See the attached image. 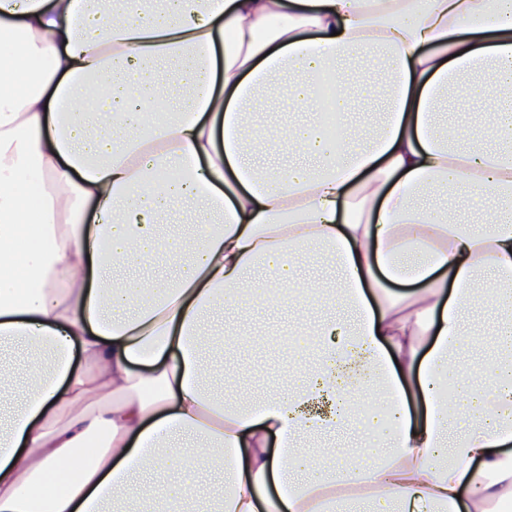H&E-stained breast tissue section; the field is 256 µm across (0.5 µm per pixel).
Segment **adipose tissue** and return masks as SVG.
<instances>
[{"mask_svg":"<svg viewBox=\"0 0 512 512\" xmlns=\"http://www.w3.org/2000/svg\"><path fill=\"white\" fill-rule=\"evenodd\" d=\"M354 58L380 65L369 84ZM339 89L336 140L268 127ZM481 99L465 127L443 97ZM384 117L352 128L356 97ZM301 154L281 167L269 151ZM491 200L485 222L457 216ZM191 236L160 235L173 205ZM328 255L341 286L298 278ZM170 266L174 277L118 276ZM404 292L392 291V284ZM482 297L486 371L456 368ZM330 309L285 389L211 392L210 310ZM0 512H500L512 503V0H0ZM453 379L457 397L440 388ZM417 401L419 414L408 403ZM328 406L324 415L314 405ZM358 427L361 460L304 440ZM166 471L145 497L137 475ZM219 472V496L188 476Z\"/></svg>","mask_w":512,"mask_h":512,"instance_id":"1","label":"adipose tissue"}]
</instances>
